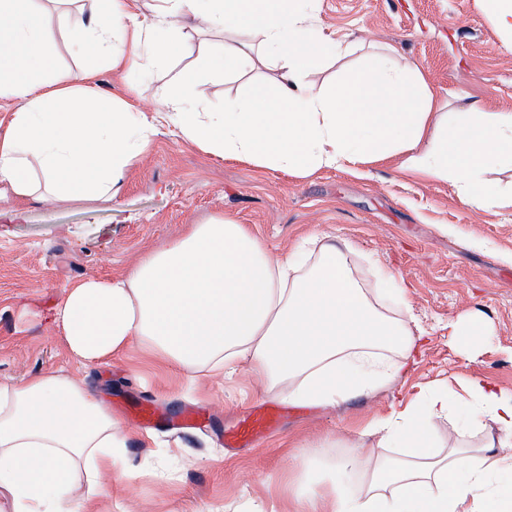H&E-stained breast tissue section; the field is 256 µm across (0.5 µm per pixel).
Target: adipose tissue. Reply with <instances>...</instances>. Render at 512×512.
Instances as JSON below:
<instances>
[{
    "instance_id": "obj_1",
    "label": "adipose tissue",
    "mask_w": 512,
    "mask_h": 512,
    "mask_svg": "<svg viewBox=\"0 0 512 512\" xmlns=\"http://www.w3.org/2000/svg\"><path fill=\"white\" fill-rule=\"evenodd\" d=\"M143 15L140 0H102L72 45L135 58L150 71L197 47L182 30L234 23L239 38L216 59L227 73L256 61L280 63L276 90L254 82L224 110L190 75L163 91L164 108L140 112L101 95L88 77L50 76L34 0H0V99L16 102L0 135V196L34 194L39 171L59 198H115L161 128L227 160L272 164L307 176L402 156L404 168L453 184L463 203L512 208L487 180L488 166L512 168V112L481 101L444 112L417 65L375 54L369 69L320 86L305 75L350 54L344 39L314 36V5L295 0H164ZM350 246L310 236L269 253L248 225L218 217L142 258L126 275L72 283L54 309L69 351L87 364L133 345L191 381L234 371L300 406H339L409 371L419 345L406 302L381 311L351 277ZM464 411L446 453L431 448V424ZM494 424L499 439L471 441ZM404 457L350 444L323 480L308 484L301 512H512V394L469 377L458 395L436 391L372 423ZM118 419L85 384L59 370L0 383V512H96L111 497L106 477L127 474Z\"/></svg>"
}]
</instances>
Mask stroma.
Returning <instances> with one entry per match:
<instances>
[{
	"instance_id": "obj_1",
	"label": "stroma",
	"mask_w": 512,
	"mask_h": 512,
	"mask_svg": "<svg viewBox=\"0 0 512 512\" xmlns=\"http://www.w3.org/2000/svg\"><path fill=\"white\" fill-rule=\"evenodd\" d=\"M97 7L96 0H73L65 14L42 15L55 75L90 70L103 94L155 111L159 91L199 60L175 55L145 76L75 53L63 29ZM319 17L324 32L346 36L354 49L324 63L317 81L344 80L390 46L396 64L423 69L448 111L475 100L512 111V51L481 0H319ZM278 75L272 65L246 66L231 77H206L199 90L220 103L245 95L256 81L275 87ZM215 216L250 225L273 253L311 235L348 242L356 251L354 280L389 309L392 287L402 288L425 332L410 372L339 407H302L243 366L229 379L191 383L137 346L93 365L68 351L52 317L66 287L124 275L189 225ZM376 264L394 272L395 283H377ZM471 317L485 321L487 334L468 348L453 326ZM58 368L82 380L127 433L133 476L113 484L98 512H293L304 477L316 475L367 423L470 376L512 392V208L471 210L451 184L400 170L394 161L296 177L272 165L213 157L163 130L113 200L0 199V381ZM143 399L171 412L192 406L208 420L197 428H141L125 418L124 407ZM268 403L282 408L274 430L250 444H225ZM311 442L321 445L316 457L294 463L293 454Z\"/></svg>"
}]
</instances>
